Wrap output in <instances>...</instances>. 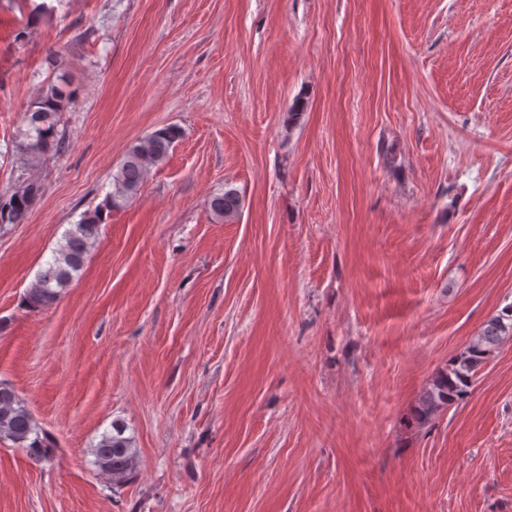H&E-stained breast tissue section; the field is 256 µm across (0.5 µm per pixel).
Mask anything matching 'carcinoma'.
Returning <instances> with one entry per match:
<instances>
[{
  "label": "carcinoma",
  "instance_id": "obj_1",
  "mask_svg": "<svg viewBox=\"0 0 512 512\" xmlns=\"http://www.w3.org/2000/svg\"><path fill=\"white\" fill-rule=\"evenodd\" d=\"M49 69L57 73L48 81L24 113L14 138L13 155L18 176L9 191L12 206L7 214L0 213V224H22L40 199L43 186L34 171L44 161L65 151V132L59 129L60 114L73 102L76 89L64 75L58 74L63 61L56 53L46 57ZM183 136L178 126H167L137 139L130 145L117 170L112 174V192L105 202L92 211L84 212L79 221L64 236L48 267L40 272L27 291L30 308L40 310L55 304L61 291L79 273L93 247L103 212L122 207L142 189L153 168L162 164L170 149ZM241 207L237 190L228 188L215 194L209 209L219 220H234ZM512 340V306L490 318L469 345L450 360L448 369L440 372L423 393L415 411V419L425 424L441 409L466 395L474 374L502 342ZM10 441L17 448H28L38 458H48L51 438L40 429L30 409L10 386H0V441ZM96 470L112 481L125 485L135 472L136 451L130 438L120 428L102 434L90 449Z\"/></svg>",
  "mask_w": 512,
  "mask_h": 512
}]
</instances>
